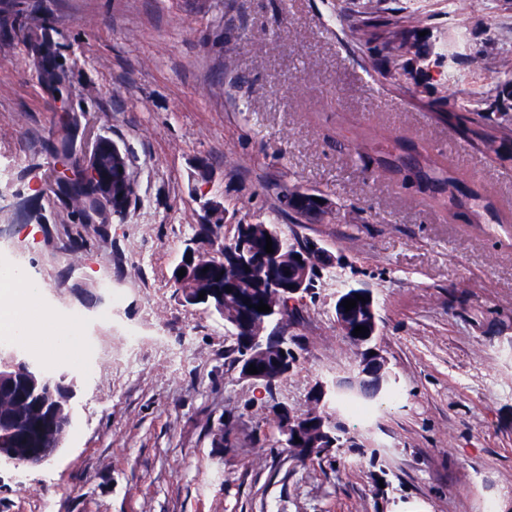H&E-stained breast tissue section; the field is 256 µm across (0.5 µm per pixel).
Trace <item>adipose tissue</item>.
Returning a JSON list of instances; mask_svg holds the SVG:
<instances>
[{"mask_svg":"<svg viewBox=\"0 0 512 512\" xmlns=\"http://www.w3.org/2000/svg\"><path fill=\"white\" fill-rule=\"evenodd\" d=\"M50 326L35 286L24 277L15 285L0 290V332L7 336H44Z\"/></svg>","mask_w":512,"mask_h":512,"instance_id":"obj_1","label":"adipose tissue"}]
</instances>
